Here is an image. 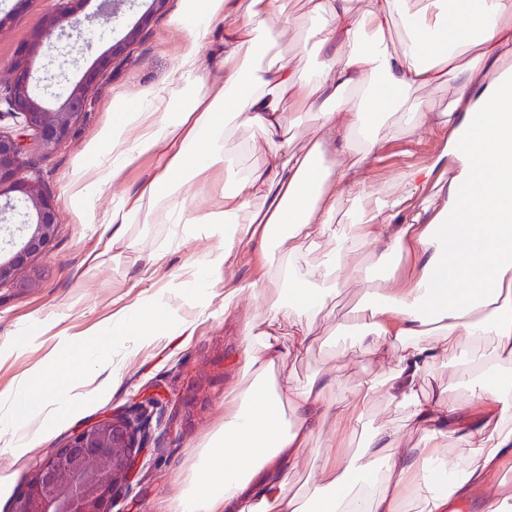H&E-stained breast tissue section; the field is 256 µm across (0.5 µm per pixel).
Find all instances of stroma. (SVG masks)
Here are the masks:
<instances>
[{
	"label": "stroma",
	"instance_id": "stroma-1",
	"mask_svg": "<svg viewBox=\"0 0 512 512\" xmlns=\"http://www.w3.org/2000/svg\"><path fill=\"white\" fill-rule=\"evenodd\" d=\"M58 7V0H0V15L6 19L0 31V84L10 80L18 48L33 40ZM179 7L180 0H169L115 58L113 43L138 23V13L118 19L107 16L102 0H81L77 6L83 40L73 47L68 76L75 83L93 70L98 78L90 103L66 142L52 149L35 139L28 142L24 173L38 178L53 199L58 224L48 247L33 255L14 280L0 284V416L8 414L23 376L44 366L59 344L81 340L113 311L163 306L170 312L168 331L150 337L135 330L116 337V346L128 354L119 376L102 372L104 399L88 396L82 411L39 437L26 439L20 459L0 456V512H9L22 479L70 434L126 406L151 384L165 392L167 405L180 415L163 452L146 458L137 486L116 502L112 512H175L181 486L193 474L197 451L224 420L225 392L242 380V326L247 318L262 314L264 296L242 293L228 309L224 287L263 282L272 247L250 244L231 270L216 268L208 288L185 298L181 287L194 281L200 265L223 251L220 238L202 228L170 223L164 203L154 204L126 225L123 244L117 248L106 222L121 197L136 192L155 173V160L140 159L119 181L99 179L86 198L73 182L75 168L86 160L88 144L112 119L110 103L138 105L143 91L170 82L190 41L189 29L178 18ZM380 137V160L371 175L393 182L427 162L439 133L423 127L406 135L400 115L392 114L386 116ZM226 148L247 168L262 164L266 144L240 116ZM223 182L220 171L210 170L184 182L180 195L202 214L221 204ZM339 364L346 372L336 395L349 403L358 398L361 378L388 369L386 362L353 346L348 338L335 336L315 343L301 359L284 364L281 372L302 385ZM190 396L195 399L191 405L186 402Z\"/></svg>",
	"mask_w": 512,
	"mask_h": 512
}]
</instances>
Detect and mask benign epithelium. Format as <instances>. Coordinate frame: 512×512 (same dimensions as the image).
I'll return each instance as SVG.
<instances>
[{"label":"benign epithelium","instance_id":"benign-epithelium-1","mask_svg":"<svg viewBox=\"0 0 512 512\" xmlns=\"http://www.w3.org/2000/svg\"><path fill=\"white\" fill-rule=\"evenodd\" d=\"M61 8L36 35L34 45L81 39L80 21L75 17V0H60ZM28 50L20 51L12 78L0 86V106L21 126L19 136L0 133V221L10 227L18 223L0 248V283L15 278L28 256L43 251L56 228L53 200L35 179L21 176L24 144L32 136L47 147L64 143L88 105L97 73L89 72L76 85H68L64 64L43 78L30 81ZM60 101L56 109L45 98ZM163 401L146 389L119 412L104 415L68 439L25 477L24 487L13 497L10 512H112L114 504L136 479L141 455L151 451L161 436Z\"/></svg>","mask_w":512,"mask_h":512}]
</instances>
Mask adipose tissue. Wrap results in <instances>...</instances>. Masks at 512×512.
I'll return each mask as SVG.
<instances>
[{
	"instance_id": "adipose-tissue-1",
	"label": "adipose tissue",
	"mask_w": 512,
	"mask_h": 512,
	"mask_svg": "<svg viewBox=\"0 0 512 512\" xmlns=\"http://www.w3.org/2000/svg\"><path fill=\"white\" fill-rule=\"evenodd\" d=\"M351 2L311 0L299 45L310 55L303 81L275 52L296 23L282 16L264 24L268 0H181L180 16L194 26L178 71L167 87L145 93L144 106L102 128L88 149L95 164L111 160L113 181L141 158L157 161L154 176L113 209L115 231L163 201L171 223L205 224L223 239V253L204 270L232 266L255 241L278 250L266 273L278 292L260 318L243 325V382L225 393L224 422L198 451L178 512H452L455 499L476 492L481 512H512V490L490 484L512 456V91L495 89L479 106L469 97L473 85L512 61V0H422L417 7L368 0L360 13ZM217 19L224 79L209 83L199 51ZM398 24L407 33L393 44L388 35ZM439 81L453 91L443 108L411 93ZM304 101L315 106L321 135L295 152L279 133L298 120ZM386 112L401 113L407 132L429 124L448 137L430 164L379 186L367 171ZM240 115L268 148L263 165L248 170L224 150L227 123ZM333 150L356 156V164L329 162ZM213 168L224 171V201L194 216L178 197L180 183ZM367 241L376 249L365 260ZM404 259L410 271L396 277L391 268ZM347 277L365 283L364 298L330 335L356 337L391 364L359 380L352 406L336 399L343 366L302 386L272 378L309 350V319ZM459 334L492 341L457 373L471 389L465 405L445 385H424ZM111 355V337L100 334L60 347L23 379L13 430H24L33 414L47 429L76 408L83 389L100 392L97 374ZM381 395L404 407L417 443L398 447L395 430L375 427L350 455L321 458L310 500L289 494L288 476L311 454L328 414L361 424ZM452 434L466 449L453 463Z\"/></svg>"
}]
</instances>
